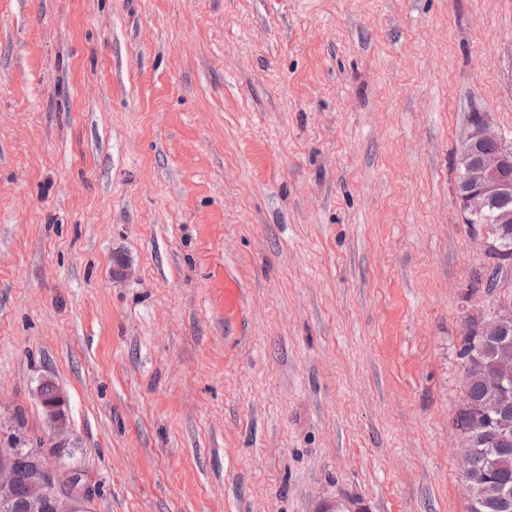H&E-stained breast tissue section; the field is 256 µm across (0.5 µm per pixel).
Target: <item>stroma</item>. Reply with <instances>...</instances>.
Wrapping results in <instances>:
<instances>
[{
  "label": "stroma",
  "mask_w": 512,
  "mask_h": 512,
  "mask_svg": "<svg viewBox=\"0 0 512 512\" xmlns=\"http://www.w3.org/2000/svg\"><path fill=\"white\" fill-rule=\"evenodd\" d=\"M476 113L512 0H0V426L90 512H467Z\"/></svg>",
  "instance_id": "stroma-1"
}]
</instances>
